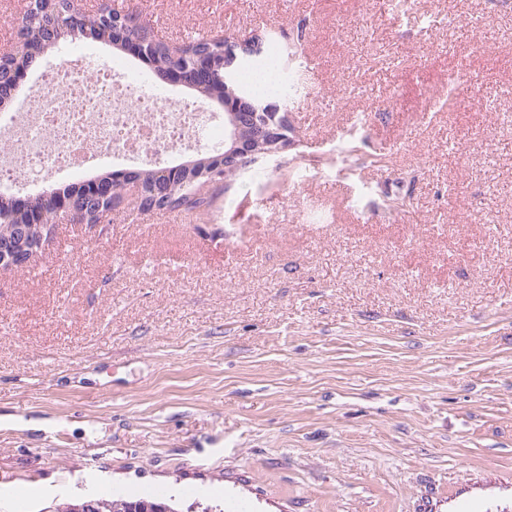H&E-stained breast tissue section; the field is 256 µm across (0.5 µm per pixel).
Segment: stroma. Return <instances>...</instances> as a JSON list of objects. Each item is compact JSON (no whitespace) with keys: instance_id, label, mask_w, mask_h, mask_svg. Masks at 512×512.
I'll use <instances>...</instances> for the list:
<instances>
[{"instance_id":"obj_1","label":"stroma","mask_w":512,"mask_h":512,"mask_svg":"<svg viewBox=\"0 0 512 512\" xmlns=\"http://www.w3.org/2000/svg\"><path fill=\"white\" fill-rule=\"evenodd\" d=\"M119 2L306 29L294 144L206 220L122 205L0 274V512H512V8ZM353 127L386 167L296 170ZM97 499L100 501L99 510H98L97 501L94 500L93 498L86 497V498L76 499L73 503H65L66 506H63L60 509L58 508L55 512H73V511H67L66 508L68 506L79 505L81 503V500H82V503L76 509V510H79V512H124L123 510L125 509L126 503L136 502V501H144L149 504H153V503L163 504L168 508L169 511H167V512H175V510L173 508H171V506L169 504H167L164 501H159L156 499H154V500H149V499H145V498H138V499H134V500L133 499H131V500L123 499V498H121V499L112 498V500H106L103 498H97Z\"/></svg>"}]
</instances>
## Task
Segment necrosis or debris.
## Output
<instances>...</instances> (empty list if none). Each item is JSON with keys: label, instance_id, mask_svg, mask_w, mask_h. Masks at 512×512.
Masks as SVG:
<instances>
[{"label": "necrosis or debris", "instance_id": "4bbe7bcc", "mask_svg": "<svg viewBox=\"0 0 512 512\" xmlns=\"http://www.w3.org/2000/svg\"><path fill=\"white\" fill-rule=\"evenodd\" d=\"M65 44L21 111L0 117V188L78 174L101 156L150 164L179 152L224 147V119L202 102L154 88L146 74Z\"/></svg>", "mask_w": 512, "mask_h": 512}]
</instances>
